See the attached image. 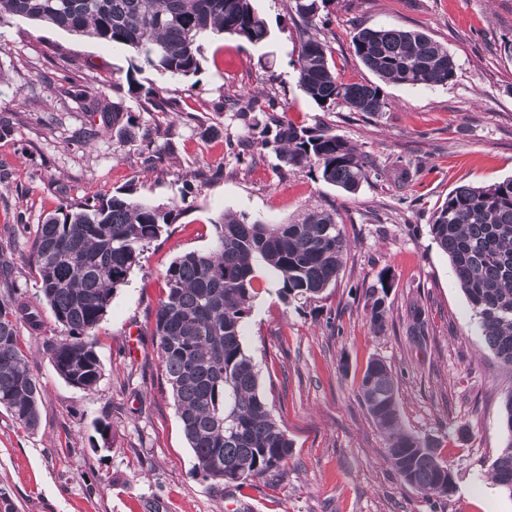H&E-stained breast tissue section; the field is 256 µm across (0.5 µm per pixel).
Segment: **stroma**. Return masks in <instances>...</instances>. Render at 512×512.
<instances>
[{"mask_svg":"<svg viewBox=\"0 0 512 512\" xmlns=\"http://www.w3.org/2000/svg\"><path fill=\"white\" fill-rule=\"evenodd\" d=\"M265 41L204 37L201 70L175 79L131 73L133 53L19 18L0 21V245L8 275L36 301L40 279L27 260L38 224L66 202L117 190L155 204L183 198L166 231L118 288L97 330L103 375L94 391L54 371L43 341L64 335L50 310L42 331L25 334L42 385L40 422L27 431L0 411V512H512V496L489 477L506 436L502 395L512 387L486 346L454 270L432 240L434 212L457 186L512 178V0H328L319 36L338 76L370 82L353 54L359 29L399 27L445 46L457 75L445 86L383 87L388 106L368 115L320 107L297 85L300 23L289 0H254ZM137 81L140 93L128 90ZM169 91L178 109L157 112L145 90ZM117 102L130 127L87 143L97 95ZM258 96V115L224 100ZM323 130L370 161L358 191L326 184L314 170L256 150L252 120ZM164 148L154 170L146 137ZM335 210L351 242L323 299L298 306L266 275L244 329L243 347L292 443L281 470L223 492L210 490L184 437L161 371L148 315L166 291L163 274L180 255L207 249L225 213L281 224L305 210ZM389 273L388 326L375 333L368 292ZM421 308L424 336L413 335ZM391 366L404 426L431 439L453 479L448 497L428 499L403 484L384 456V437L357 398L370 359ZM112 426L103 440L101 423Z\"/></svg>","mask_w":512,"mask_h":512,"instance_id":"35a3bbf8","label":"stroma"}]
</instances>
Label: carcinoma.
<instances>
[{
	"label": "carcinoma",
	"mask_w": 512,
	"mask_h": 512,
	"mask_svg": "<svg viewBox=\"0 0 512 512\" xmlns=\"http://www.w3.org/2000/svg\"><path fill=\"white\" fill-rule=\"evenodd\" d=\"M302 23L297 85L321 107L375 114L386 108L381 84L440 86L456 76L448 49L422 32L363 28L352 39L355 57L378 82H344L329 48L313 33L326 0H290ZM21 18L133 51V66L173 78L201 70L200 40L234 36L258 44L268 35L254 0H0V21ZM99 125L91 139L121 124L124 112L101 98L89 104ZM252 143L275 151L300 169L356 192L369 173L364 156L331 134L285 123L255 121ZM172 207L118 190L107 199L69 203L38 225L28 262L41 279L40 300L67 335L44 340L55 372L83 390L96 388L102 366L95 329L114 292L125 285L145 248L172 222ZM467 295L488 348L512 370V179L462 185L448 194L429 224ZM349 241L336 211L309 209L285 224L248 222L227 213L214 224L209 248L189 251L165 272L166 296L154 314L160 365L170 386L184 436L211 489L242 485L284 465L292 443L259 393V371L242 343L243 321L258 295L256 259L279 279L287 303L308 304L336 284ZM389 278L371 289L370 323L388 324ZM42 325L40 305L18 286L0 281V409L28 430L39 424L41 384L30 367L21 326ZM373 424L384 434L385 456L406 485L428 497L452 490L450 468L435 443L408 431L401 421L398 387L390 367L371 360L357 387ZM507 437L490 465L496 484L512 495V389L503 396Z\"/></svg>",
	"instance_id": "1"
}]
</instances>
